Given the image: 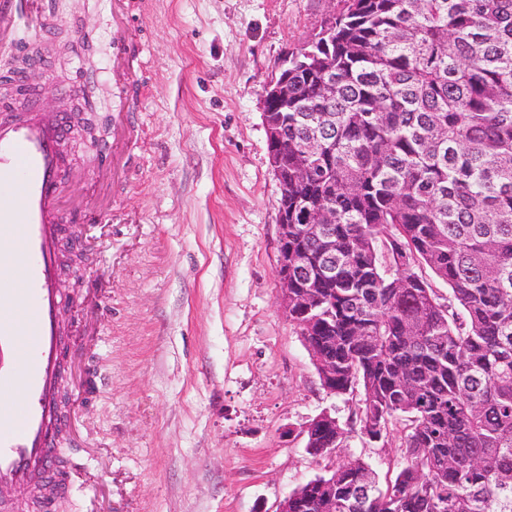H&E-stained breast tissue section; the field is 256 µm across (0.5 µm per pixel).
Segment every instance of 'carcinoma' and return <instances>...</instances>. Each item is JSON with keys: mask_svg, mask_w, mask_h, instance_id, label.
I'll return each instance as SVG.
<instances>
[{"mask_svg": "<svg viewBox=\"0 0 512 512\" xmlns=\"http://www.w3.org/2000/svg\"><path fill=\"white\" fill-rule=\"evenodd\" d=\"M340 2L333 34L288 67V107L262 113L282 205L336 214L327 231L288 225L298 279H318L288 319L336 364L321 386L360 394L349 420L300 433L315 459L357 430L402 444L385 485L349 458L292 489L288 512L326 495L336 512H512V0Z\"/></svg>", "mask_w": 512, "mask_h": 512, "instance_id": "obj_1", "label": "carcinoma"}]
</instances>
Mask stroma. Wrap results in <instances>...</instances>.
<instances>
[{"instance_id": "35a3bbf8", "label": "stroma", "mask_w": 512, "mask_h": 512, "mask_svg": "<svg viewBox=\"0 0 512 512\" xmlns=\"http://www.w3.org/2000/svg\"><path fill=\"white\" fill-rule=\"evenodd\" d=\"M0 67L42 42L62 49L49 98L90 89L111 125L118 26L133 35L123 94L134 103L130 147L103 158L76 130L59 181L60 222L88 212L83 284L105 306L70 305L64 442L82 474L60 512H276L331 466L299 429L355 406L328 394L279 307L278 181L262 120L264 83L310 39L332 0H16ZM50 21L36 34L35 26ZM86 38L84 57L68 53ZM401 444L351 433L344 456L392 474Z\"/></svg>"}]
</instances>
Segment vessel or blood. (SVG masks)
<instances>
[{
	"mask_svg": "<svg viewBox=\"0 0 512 512\" xmlns=\"http://www.w3.org/2000/svg\"><path fill=\"white\" fill-rule=\"evenodd\" d=\"M64 121L0 115V486L56 470L57 145Z\"/></svg>",
	"mask_w": 512,
	"mask_h": 512,
	"instance_id": "obj_1",
	"label": "vessel or blood"
}]
</instances>
